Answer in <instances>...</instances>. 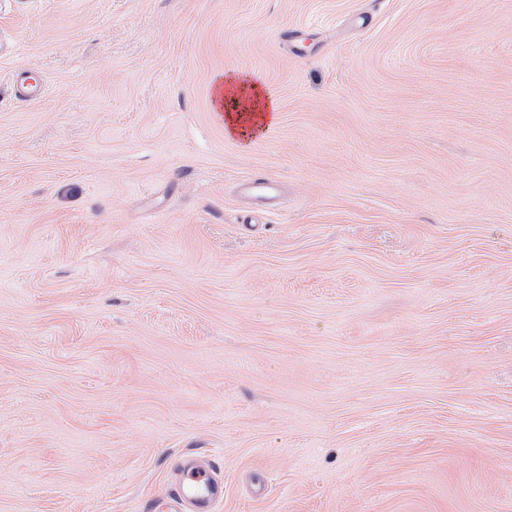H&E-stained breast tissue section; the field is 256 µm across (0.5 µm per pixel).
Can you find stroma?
Returning a JSON list of instances; mask_svg holds the SVG:
<instances>
[{
	"instance_id": "35a3bbf8",
	"label": "stroma",
	"mask_w": 512,
	"mask_h": 512,
	"mask_svg": "<svg viewBox=\"0 0 512 512\" xmlns=\"http://www.w3.org/2000/svg\"><path fill=\"white\" fill-rule=\"evenodd\" d=\"M180 456L216 512H512V0L0 13V512H174ZM222 89V108L213 110L224 117V131L228 136L246 135V128L259 129L266 123H273L277 117L278 101L256 83L234 82L229 78L219 85ZM260 122L262 125H260Z\"/></svg>"
}]
</instances>
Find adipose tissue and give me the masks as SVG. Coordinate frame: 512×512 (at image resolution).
Here are the masks:
<instances>
[{
    "instance_id": "1",
    "label": "adipose tissue",
    "mask_w": 512,
    "mask_h": 512,
    "mask_svg": "<svg viewBox=\"0 0 512 512\" xmlns=\"http://www.w3.org/2000/svg\"><path fill=\"white\" fill-rule=\"evenodd\" d=\"M221 89L226 135H242L260 124L275 121L278 102L258 84L229 80L222 84Z\"/></svg>"
}]
</instances>
